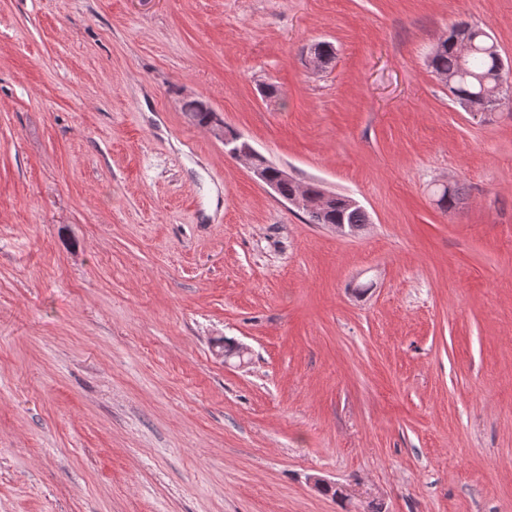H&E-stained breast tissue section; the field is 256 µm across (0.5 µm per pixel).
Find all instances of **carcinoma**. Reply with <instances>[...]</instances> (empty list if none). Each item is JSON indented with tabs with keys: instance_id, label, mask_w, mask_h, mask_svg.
<instances>
[{
	"instance_id": "carcinoma-1",
	"label": "carcinoma",
	"mask_w": 512,
	"mask_h": 512,
	"mask_svg": "<svg viewBox=\"0 0 512 512\" xmlns=\"http://www.w3.org/2000/svg\"><path fill=\"white\" fill-rule=\"evenodd\" d=\"M490 37L484 30L472 26L451 27L448 35L436 44L429 60V66L438 75H452L454 79L450 92L458 104L471 111L473 117L481 119L487 116L489 109L484 106V98L497 97L502 93L501 83L509 82L508 74L496 75L495 60L486 52ZM503 82H498V79ZM184 111L196 115L197 121L207 126L213 121V112L200 100L184 103ZM257 163L277 180L278 194L287 199L295 194L297 185L294 181L278 176L280 168L267 163L259 156ZM311 224H339L346 233L353 234L368 223L364 209L352 198L338 194L336 199L325 209L307 213Z\"/></svg>"
}]
</instances>
